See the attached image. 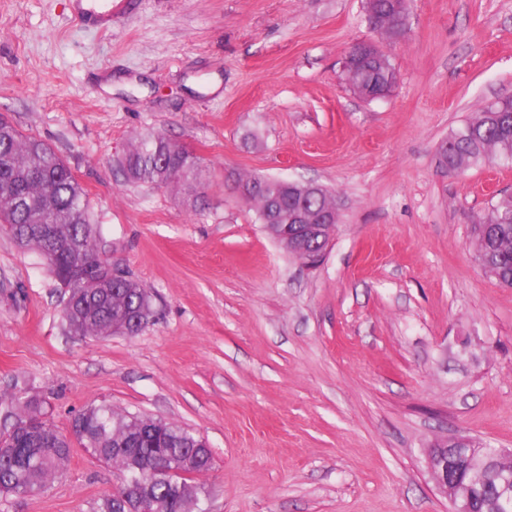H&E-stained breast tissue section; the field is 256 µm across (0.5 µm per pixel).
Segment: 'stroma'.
Instances as JSON below:
<instances>
[{
	"instance_id": "35a3bbf8",
	"label": "stroma",
	"mask_w": 512,
	"mask_h": 512,
	"mask_svg": "<svg viewBox=\"0 0 512 512\" xmlns=\"http://www.w3.org/2000/svg\"><path fill=\"white\" fill-rule=\"evenodd\" d=\"M407 14L383 46L396 89L368 101L341 68L374 37L363 0H112L107 31L77 0H0V116L63 159L100 255L154 307L136 335H73L44 259L0 231V416L22 389L64 433L101 403L177 423L212 451L201 512H449L430 445L512 448V288L471 244L512 160L451 174L437 152L512 98V0ZM156 131L203 166L196 206L126 181L120 159ZM235 174L335 194L318 267L265 233ZM119 482L76 445L5 509L95 512Z\"/></svg>"
}]
</instances>
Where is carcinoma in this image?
<instances>
[{
	"instance_id": "carcinoma-1",
	"label": "carcinoma",
	"mask_w": 512,
	"mask_h": 512,
	"mask_svg": "<svg viewBox=\"0 0 512 512\" xmlns=\"http://www.w3.org/2000/svg\"><path fill=\"white\" fill-rule=\"evenodd\" d=\"M498 109L483 106L474 119L447 139L445 169L458 172L492 156L512 153V99H500ZM194 156L181 144L160 132L139 138L120 166L127 181L153 187H179L192 193L200 184V166L188 168ZM237 188L256 204L261 213L274 206L286 212L301 206L315 216L326 207H336V197L324 187L304 190L274 179L241 177ZM44 224L50 230L82 241L76 252L57 251L47 236L29 232L30 225ZM0 227L23 246L35 248L46 260L53 278L70 275L77 266L97 263V228L92 224L86 192L69 167L46 143L24 137L12 123L0 126ZM477 257L498 283L512 286V194H503L473 227ZM93 293L72 289L74 304L62 309L69 331L78 336L135 335L153 314L151 293L127 277L97 279ZM44 415L42 402L20 394L13 397L5 420L14 432L0 441V498L34 497L54 479L65 474L72 442L84 446L83 437L71 439L58 431ZM133 415L114 411L107 404L92 405L74 416L83 424L90 441L104 452V461L121 473L131 474L144 464H154V474L140 490L121 484L103 494L95 512H130L140 494L153 505V512H188V501L177 486L166 480L164 470L184 468V484L190 495L202 490L192 484L209 471L211 457L195 447L193 434L175 423L138 416L140 431L130 432Z\"/></svg>"
}]
</instances>
